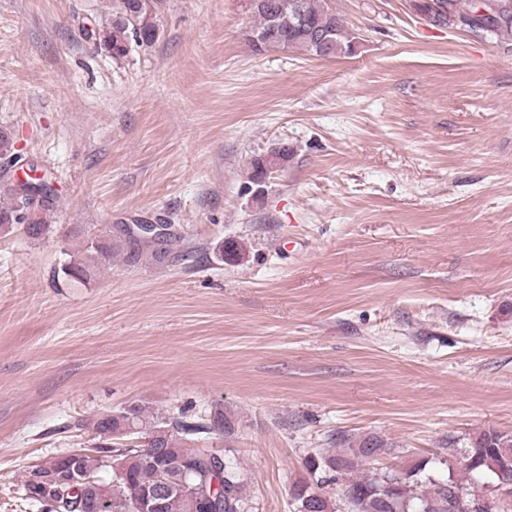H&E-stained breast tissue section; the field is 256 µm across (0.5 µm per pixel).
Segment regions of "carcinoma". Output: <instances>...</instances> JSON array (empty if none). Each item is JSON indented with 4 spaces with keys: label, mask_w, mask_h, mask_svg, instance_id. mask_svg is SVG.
I'll use <instances>...</instances> for the list:
<instances>
[{
    "label": "carcinoma",
    "mask_w": 512,
    "mask_h": 512,
    "mask_svg": "<svg viewBox=\"0 0 512 512\" xmlns=\"http://www.w3.org/2000/svg\"><path fill=\"white\" fill-rule=\"evenodd\" d=\"M496 17L488 22L467 26V31L484 37L506 39L512 37V0H495ZM112 25L105 29H83V35L94 40L102 50L115 60L127 56L131 45L149 46L157 36V26L151 21L150 0H117ZM476 9L475 0H425L420 11L428 21L439 26L453 27L450 20L465 19ZM256 20L246 40L254 51L262 54L271 51L297 52L312 58H331L352 52L355 37L345 29L342 20L329 7L327 0H263L262 7L253 8ZM289 152L285 146L257 157L251 163V179L263 182L269 175L288 164ZM9 203L0 206V234L13 232L10 219L20 212L21 200L12 183L4 181L0 190ZM47 196L38 202L33 212L30 238L42 240L49 236L51 225L46 215L58 203L56 189L45 188ZM153 235L134 234L124 224H111L101 231V236L90 238L84 244L82 255L70 260L63 269L65 276L78 281L91 280L99 269L118 258L135 267L145 261L163 266L174 260L192 257L183 245L184 235L172 231ZM128 429L141 439L168 438L165 455H174L181 447V439H205L211 434L228 435L233 424L216 404L209 415L199 421L186 417L152 413L147 408L131 404L118 412L97 416L92 422L94 453L75 452L67 457L66 464L76 471L98 476L112 501L136 512L135 502L153 491L159 481H165L167 495L161 512H242L244 481L232 465H224L219 472L208 462V452L193 450L180 464L150 457L146 444H124L118 435L119 427ZM338 442L348 445V452L312 455L306 460L310 474L317 477L316 484L344 481L343 494L350 512H448L451 488L466 492L471 500L478 491H467L464 481L470 476L485 477L490 482L501 480L512 483V432L488 430L481 432L471 446L460 450L464 456V472L452 469L444 478H434L427 473L430 461L420 459L407 469L391 473L355 474L359 463L374 457L386 448L387 442L370 434L359 438L341 435ZM125 460L126 477L112 475L109 462L113 456ZM193 482L203 495L189 497L182 486ZM26 500L34 503L39 512H81L83 492L74 485L58 484L52 478L41 476L38 469L28 472L23 481ZM292 496L297 512H339L332 501L308 482L294 486Z\"/></svg>",
    "instance_id": "cac0c4a2"
}]
</instances>
